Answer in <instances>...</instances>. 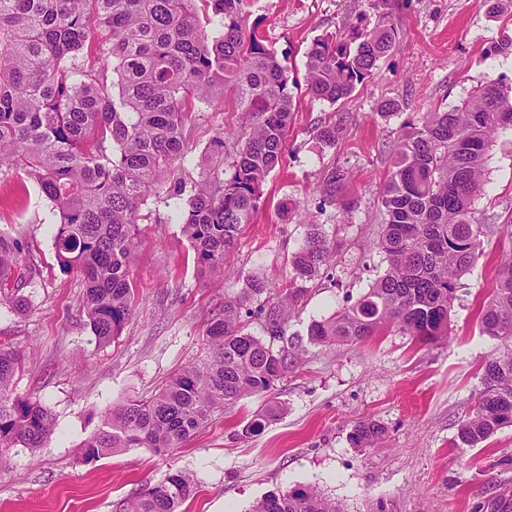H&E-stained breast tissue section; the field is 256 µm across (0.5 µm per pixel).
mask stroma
<instances>
[{
  "label": "stroma",
  "instance_id": "obj_1",
  "mask_svg": "<svg viewBox=\"0 0 512 512\" xmlns=\"http://www.w3.org/2000/svg\"><path fill=\"white\" fill-rule=\"evenodd\" d=\"M363 0H252L246 25H259L269 48L290 68L292 125L284 158L268 176L259 210L245 225L220 276H201L183 234L181 215L163 196L142 206V246L130 279L135 312L120 336L98 344L82 315L84 283L60 270L50 202L23 174L0 173V229L21 232L37 267L23 288L29 306L0 303V345L20 351L19 393L39 399L54 433L37 452L15 449L0 473V512H113L115 504L169 473L194 476L197 490L181 512H250L272 492L315 488L343 512H512V427L484 447L453 440L480 387L482 367L499 355V341L482 335L478 309L487 298L512 237V134H498L488 151L485 190L476 203L493 226L483 255L464 274L445 344L421 345L397 328L344 345L309 343L312 322L355 302L383 275L377 248L384 222L381 194L393 163L392 145L404 121L460 105L486 80L512 83V54L497 45L512 38V5L499 0H396L398 50L375 74L337 103L312 99L305 74L314 39L354 22ZM228 109L202 113L188 130L196 163L215 134L238 127ZM333 125V143L316 129ZM347 175L342 198L351 217L326 194L324 177ZM337 246L332 268L302 282V299L288 333L303 350L271 393L225 405L180 447L165 453L123 448L92 462L80 447L104 411L131 397L147 398L177 370L205 352L210 310L259 277L289 288V261L309 225ZM282 410L256 436L241 430L267 403ZM386 429L383 447L349 441L357 421Z\"/></svg>",
  "mask_w": 512,
  "mask_h": 512
}]
</instances>
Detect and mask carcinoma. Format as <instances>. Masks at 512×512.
I'll list each match as a JSON object with an SVG mask.
<instances>
[{"label": "carcinoma", "instance_id": "1", "mask_svg": "<svg viewBox=\"0 0 512 512\" xmlns=\"http://www.w3.org/2000/svg\"><path fill=\"white\" fill-rule=\"evenodd\" d=\"M211 15L199 26L196 2ZM353 30L315 39L307 53L312 98L336 103L373 74L400 43L391 0H366ZM250 0H0V169L22 172L51 203L60 270L85 282L83 311L101 344L130 320L132 264L141 246V206L165 191L182 212L183 233L203 273L224 270L244 225L251 223L269 174L282 163L293 97L289 67L265 44L259 25H243ZM375 20H370V17ZM101 35L94 42L95 35ZM240 113L239 131L212 140L199 177L180 175L188 161L186 130L215 100ZM512 129V83L491 79L451 110L428 112L401 128L381 197L385 224L378 247L385 273L356 302L308 329L313 344L363 341L394 326L413 340H447L461 277L492 232L476 217L489 146ZM335 249L313 228L291 259L290 278L308 281L331 266ZM36 266L22 241L0 230V290L17 311ZM270 292L253 279L208 319L206 355L174 374L149 398L104 412L81 456L116 448H177L212 415L248 395L271 392L297 358L288 320L299 295L281 291L264 311L263 335L246 329L254 298ZM482 334L506 349L483 367L482 387L454 446L476 448L512 426V259L503 263L480 312ZM22 356L0 347V471L12 451L46 445L53 418L40 400L16 392ZM275 413H258L242 436L259 434ZM384 427L360 421L356 448H376ZM176 471L118 503L116 512H179L195 492ZM252 512H341L314 487L271 493Z\"/></svg>", "mask_w": 512, "mask_h": 512}]
</instances>
